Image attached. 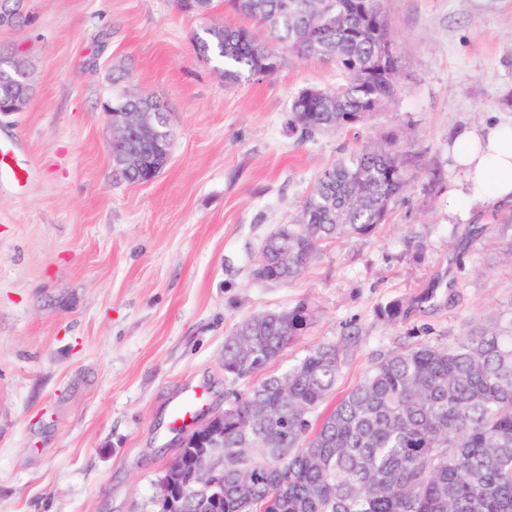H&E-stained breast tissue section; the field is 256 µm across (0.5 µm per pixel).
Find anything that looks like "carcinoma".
<instances>
[{
  "mask_svg": "<svg viewBox=\"0 0 512 512\" xmlns=\"http://www.w3.org/2000/svg\"><path fill=\"white\" fill-rule=\"evenodd\" d=\"M261 22L268 40L243 26L207 27L194 50L239 83L270 75L286 49L300 60L332 62L346 84L293 97L290 128L304 140L361 123L370 99L380 111L400 91L398 63L368 75L379 47L393 42L381 0H229ZM28 86L0 56V100ZM172 134H139L144 164L116 175L142 183L160 171ZM413 176L402 155L374 143L317 176L294 224L260 248L254 277L301 273L322 243L367 236ZM312 320L301 303L249 317L224 341V378L259 377L224 407V446L215 457L218 494L185 486L179 512H512V317L448 347L415 342L383 355L336 405L322 409L360 341L348 324L282 373L268 365Z\"/></svg>",
  "mask_w": 512,
  "mask_h": 512,
  "instance_id": "obj_1",
  "label": "carcinoma"
}]
</instances>
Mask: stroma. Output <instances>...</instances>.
Segmentation results:
<instances>
[{
  "label": "stroma",
  "instance_id": "35a3bbf8",
  "mask_svg": "<svg viewBox=\"0 0 512 512\" xmlns=\"http://www.w3.org/2000/svg\"><path fill=\"white\" fill-rule=\"evenodd\" d=\"M382 6L400 93L304 141L288 130L293 96L343 74L285 53L273 74L225 83L196 34L264 30L222 0L199 15L173 0H26L0 28L33 88L24 112L0 117V147L28 163L21 184L0 167V512H156L177 447L168 404L187 382L210 414L247 389L224 378V340L251 315L312 311L274 372L357 323L340 397L379 356L512 314V204L454 214L448 155L459 130L512 121V0ZM119 94L166 106L172 156L151 182L113 172L103 105ZM381 137L414 175L386 223L324 243L293 279L255 280L262 242L298 219L318 173ZM392 300L405 314L390 323L376 310Z\"/></svg>",
  "mask_w": 512,
  "mask_h": 512
}]
</instances>
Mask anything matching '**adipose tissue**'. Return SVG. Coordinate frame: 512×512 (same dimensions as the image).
I'll use <instances>...</instances> for the list:
<instances>
[{"label": "adipose tissue", "instance_id": "adipose-tissue-1", "mask_svg": "<svg viewBox=\"0 0 512 512\" xmlns=\"http://www.w3.org/2000/svg\"><path fill=\"white\" fill-rule=\"evenodd\" d=\"M451 155L465 185L453 198L455 211H469L490 197L512 201V124L462 130Z\"/></svg>", "mask_w": 512, "mask_h": 512}]
</instances>
